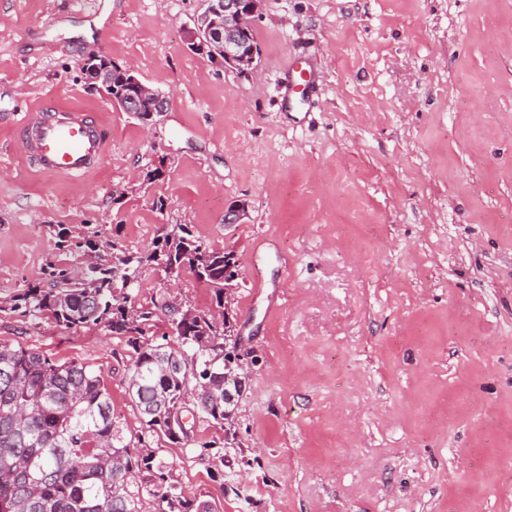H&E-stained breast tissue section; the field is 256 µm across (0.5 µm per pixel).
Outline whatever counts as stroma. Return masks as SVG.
I'll return each instance as SVG.
<instances>
[{"label": "stroma", "instance_id": "35a3bbf8", "mask_svg": "<svg viewBox=\"0 0 512 512\" xmlns=\"http://www.w3.org/2000/svg\"><path fill=\"white\" fill-rule=\"evenodd\" d=\"M0 0V303L79 267L59 230L145 252L190 224L235 252L245 378L235 420L168 444L219 512H512V0H263L248 73L192 50L203 0ZM169 98L144 126L86 81L89 56ZM303 58L310 101L287 91ZM76 104L106 131L80 177L36 171L16 103ZM163 209H156V201ZM244 201L242 223L224 209ZM136 305L212 292L140 271ZM100 374L125 433L132 352L106 328L0 312V342Z\"/></svg>", "mask_w": 512, "mask_h": 512}]
</instances>
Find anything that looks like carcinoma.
I'll return each instance as SVG.
<instances>
[{
	"label": "carcinoma",
	"instance_id": "cac0c4a2",
	"mask_svg": "<svg viewBox=\"0 0 512 512\" xmlns=\"http://www.w3.org/2000/svg\"><path fill=\"white\" fill-rule=\"evenodd\" d=\"M145 265L173 267L212 289L224 308L238 260L196 238L188 224H171L151 251L85 263L78 272L50 266L49 287H31L10 307L32 320L72 328L104 327L134 350L129 397L141 416L136 437L124 436L101 376L80 362H55L0 342V512H216L209 500H187L165 462V446L192 443L199 455L212 444L192 438L179 420L190 415L185 397L207 396L194 407L219 427L232 418L224 381L233 375L227 351L233 325L224 314L200 310L172 341L146 339L157 311L176 318L165 295L137 307Z\"/></svg>",
	"mask_w": 512,
	"mask_h": 512
}]
</instances>
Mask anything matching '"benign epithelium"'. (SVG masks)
<instances>
[{"mask_svg": "<svg viewBox=\"0 0 512 512\" xmlns=\"http://www.w3.org/2000/svg\"><path fill=\"white\" fill-rule=\"evenodd\" d=\"M260 10L261 0H205L204 10L193 18L189 29L190 45L217 60H224L232 65V71L245 73L254 67L257 51L246 47L241 36L253 27ZM114 75L120 77L125 86L119 98L123 111L151 116L167 110L168 98L143 84L130 68H97L87 73V79L110 83ZM247 210L248 205L242 201L232 203L224 210V223H241Z\"/></svg>", "mask_w": 512, "mask_h": 512, "instance_id": "7a95c632", "label": "benign epithelium"}]
</instances>
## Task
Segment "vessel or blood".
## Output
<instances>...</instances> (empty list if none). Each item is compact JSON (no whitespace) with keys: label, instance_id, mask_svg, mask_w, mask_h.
I'll use <instances>...</instances> for the list:
<instances>
[{"label":"vessel or blood","instance_id":"vessel-or-blood-1","mask_svg":"<svg viewBox=\"0 0 512 512\" xmlns=\"http://www.w3.org/2000/svg\"><path fill=\"white\" fill-rule=\"evenodd\" d=\"M23 156L39 173L79 177L100 162L106 136L93 126L90 115L76 108L34 111L16 128Z\"/></svg>","mask_w":512,"mask_h":512}]
</instances>
